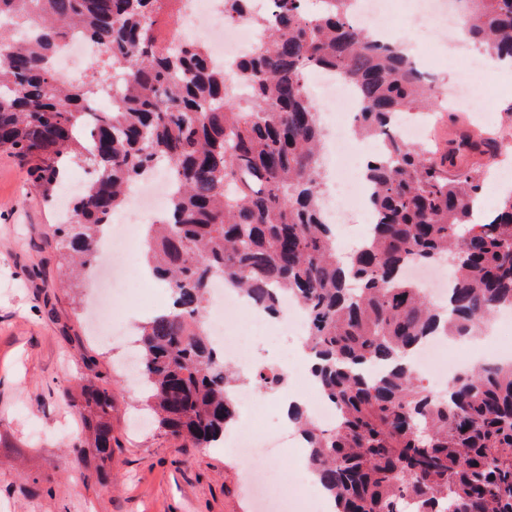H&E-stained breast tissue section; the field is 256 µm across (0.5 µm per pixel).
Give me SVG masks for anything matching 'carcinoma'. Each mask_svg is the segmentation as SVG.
I'll use <instances>...</instances> for the list:
<instances>
[{"label": "carcinoma", "mask_w": 512, "mask_h": 512, "mask_svg": "<svg viewBox=\"0 0 512 512\" xmlns=\"http://www.w3.org/2000/svg\"><path fill=\"white\" fill-rule=\"evenodd\" d=\"M178 0H0V152L30 164L45 198L66 172L93 179L57 229L67 278L94 267L102 225L129 188L163 169L176 181L163 218L149 225L146 261L169 304L138 327L145 402L159 427L214 448L237 416V391H273L286 376H235L203 330L214 277L261 303L282 297L307 316L306 349L319 393L337 410L324 429L291 418L308 463L336 512H512V366L480 365L432 395L405 363L435 336H475L492 312L512 309V193L482 223L473 206L495 139L462 130L441 156L395 132L403 114L427 118L437 83L409 56L354 20L350 0H273L254 18L266 34L239 61L249 91L224 80L197 41L165 43ZM462 29L512 61V0H463ZM227 19L250 0H224ZM101 51L80 80L53 60L70 33ZM331 73L361 100L356 127L381 150L367 163L376 222L348 260L324 210V136L305 78ZM448 262V306L431 304L404 274ZM81 416L97 454L112 460V392L82 388Z\"/></svg>", "instance_id": "cac0c4a2"}]
</instances>
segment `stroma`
Instances as JSON below:
<instances>
[{
	"label": "stroma",
	"mask_w": 512,
	"mask_h": 512,
	"mask_svg": "<svg viewBox=\"0 0 512 512\" xmlns=\"http://www.w3.org/2000/svg\"><path fill=\"white\" fill-rule=\"evenodd\" d=\"M422 68L452 81V62L476 45L456 32L429 33ZM486 92L429 122V145L447 146L456 125L493 121L512 133V72L485 79ZM58 202L29 180V166L0 153V512H255L246 464L229 449L194 448L159 426L138 428L143 388L124 369L126 350L94 342L89 310L103 291L61 287V249L51 229ZM96 356L112 386L111 460L72 453L88 433L65 392L80 394L83 358Z\"/></svg>",
	"instance_id": "1"
}]
</instances>
